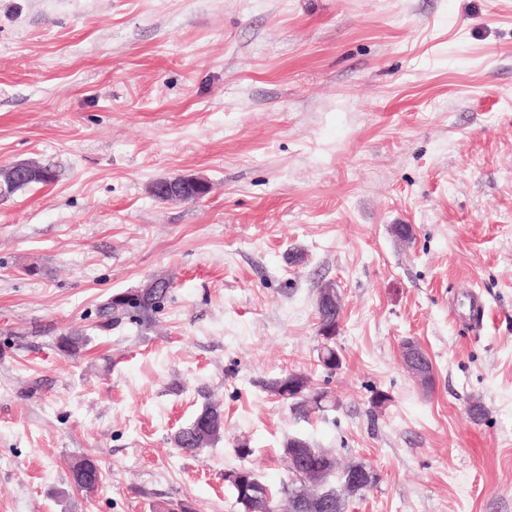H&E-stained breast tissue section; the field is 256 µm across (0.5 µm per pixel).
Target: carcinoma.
Wrapping results in <instances>:
<instances>
[{
	"label": "carcinoma",
	"instance_id": "1",
	"mask_svg": "<svg viewBox=\"0 0 512 512\" xmlns=\"http://www.w3.org/2000/svg\"><path fill=\"white\" fill-rule=\"evenodd\" d=\"M170 281L164 277L153 278L145 283L140 291L124 300L108 299L98 308V321L95 327L106 331L128 318L140 325H150L168 297ZM319 329L338 330L339 319L329 312L322 301H317ZM54 336L56 348L65 355L75 356L87 345L88 336L80 328L66 330L47 329ZM320 366L331 372L336 369L335 340H323L318 350ZM265 389L287 401L295 414L306 419L329 406L336 405L331 392L309 389V378L303 373H288L264 384ZM224 435V412L220 406L206 403L196 417L180 428L172 438L175 448L191 456L214 444ZM284 453L290 463L292 481L283 488L288 498L290 512H345L348 499L362 496L370 490L368 485H355L350 474L366 468L358 462L338 469L336 458L320 448L314 447L300 436L288 438L284 443ZM339 474V485L331 487L329 479ZM74 485L86 491L95 490L102 481L99 464L89 457H80L71 465ZM236 505L239 512H245L243 502L269 493L270 488L252 471L233 485Z\"/></svg>",
	"mask_w": 512,
	"mask_h": 512
}]
</instances>
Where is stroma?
<instances>
[{"label": "stroma", "instance_id": "35a3bbf8", "mask_svg": "<svg viewBox=\"0 0 512 512\" xmlns=\"http://www.w3.org/2000/svg\"><path fill=\"white\" fill-rule=\"evenodd\" d=\"M25 160L57 179L0 201V512H236L238 468L280 501L296 435L379 473L347 512H512V0H0V165ZM189 174L208 196L150 195ZM156 276L151 327L95 328ZM293 371L336 408L265 389ZM210 401L223 437L179 452ZM49 334L54 336L56 348L65 355L76 356L87 345L88 336L84 329L69 328L66 330L50 329ZM298 383L296 392L288 391V382ZM265 389L278 398L288 401L295 414L301 418H308L313 413L325 411L329 406H336V399L330 391L320 390L311 392L309 378L303 373H288L272 379L264 384ZM289 395L286 396L285 394ZM282 397V398H281ZM71 465V475L74 485L86 491H94L102 481V470L99 464L89 457H79Z\"/></svg>", "mask_w": 512, "mask_h": 512}]
</instances>
